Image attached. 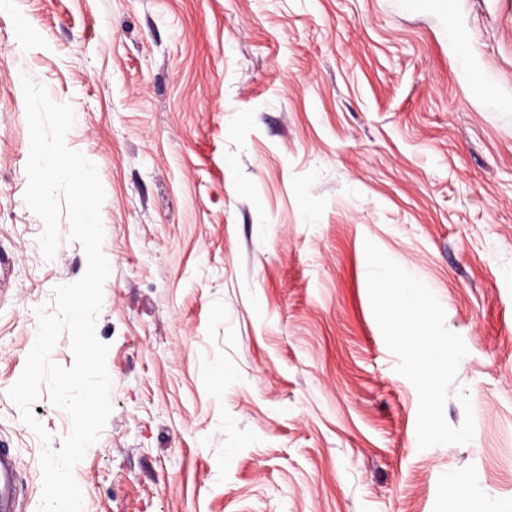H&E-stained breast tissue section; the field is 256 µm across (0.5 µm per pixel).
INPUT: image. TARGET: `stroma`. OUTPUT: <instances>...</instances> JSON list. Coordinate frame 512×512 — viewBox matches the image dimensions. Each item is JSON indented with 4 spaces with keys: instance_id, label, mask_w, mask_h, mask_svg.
<instances>
[{
    "instance_id": "obj_1",
    "label": "stroma",
    "mask_w": 512,
    "mask_h": 512,
    "mask_svg": "<svg viewBox=\"0 0 512 512\" xmlns=\"http://www.w3.org/2000/svg\"><path fill=\"white\" fill-rule=\"evenodd\" d=\"M30 75L71 106L112 257L96 324L113 410L83 512H472L512 505V0H6L0 5V444L16 512L41 444L8 388L36 310L86 270L25 203ZM468 349L419 448L365 241Z\"/></svg>"
}]
</instances>
